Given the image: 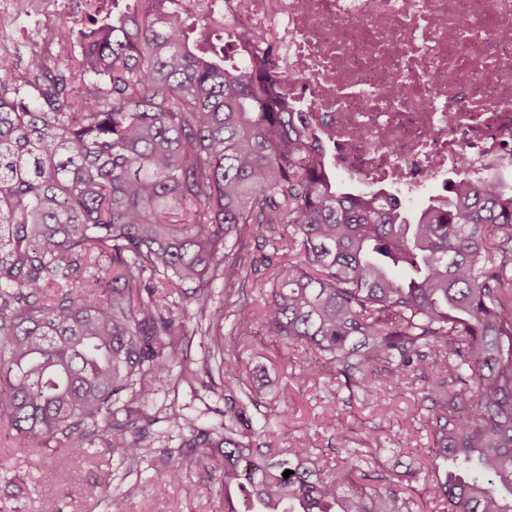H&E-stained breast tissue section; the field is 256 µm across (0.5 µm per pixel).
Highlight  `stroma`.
<instances>
[{"label": "stroma", "instance_id": "1", "mask_svg": "<svg viewBox=\"0 0 512 512\" xmlns=\"http://www.w3.org/2000/svg\"><path fill=\"white\" fill-rule=\"evenodd\" d=\"M80 19V14L73 12L43 15L38 28L15 33L11 51L0 52V66L21 72L36 51L49 66L62 63L65 51L57 46L54 30ZM251 328L254 335L249 343L224 361L225 385L234 388L240 381L252 379L266 385L276 407L287 409L293 430L310 434L314 447L324 455L335 456L340 429L356 427L400 446V453L381 460L387 474L401 475L425 465L429 442L423 420H416L413 434L400 433L402 419L413 413L423 396L424 381L405 378L370 403L349 400L347 390L334 383L327 387L291 384L283 371L285 360L292 357L309 365L310 350L301 345L283 347L260 320H253ZM172 402L202 424L215 421L217 409L224 406L223 399L201 386L185 385L175 391L167 380H157L147 406L148 412L159 418L153 427L155 450L131 462L113 453L107 437L101 435L68 469H58L52 453L45 450L33 455L29 467L18 473L10 467L14 455L10 441L0 442V512H109V496L131 484L138 485L140 492L131 501L129 512H220L223 463L216 457L202 467L177 469V459L185 454L184 432L160 417L165 405ZM46 484L53 485L54 497L40 495V487Z\"/></svg>", "mask_w": 512, "mask_h": 512}]
</instances>
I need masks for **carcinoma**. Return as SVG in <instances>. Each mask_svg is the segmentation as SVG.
Instances as JSON below:
<instances>
[{
    "label": "carcinoma",
    "mask_w": 512,
    "mask_h": 512,
    "mask_svg": "<svg viewBox=\"0 0 512 512\" xmlns=\"http://www.w3.org/2000/svg\"><path fill=\"white\" fill-rule=\"evenodd\" d=\"M161 2L60 25L89 41L61 69L32 56L21 84L0 70V432L15 465L47 449L65 470L99 435L124 460L152 452L145 406L167 377L224 398L217 423L166 416L203 450L178 466L223 458L224 512H421L403 481L374 484L396 452L379 436L341 432L332 462L286 410L254 425L256 392L224 384V357L252 338L224 321L247 305L235 283L259 272L242 255L255 242L282 262L254 317L322 361L290 377L329 371L367 402L422 379L428 495L512 512V185L462 177L413 213L348 189L288 108L271 29L229 66ZM197 335L199 367L181 350Z\"/></svg>",
    "instance_id": "1"
}]
</instances>
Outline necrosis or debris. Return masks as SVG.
<instances>
[{"instance_id":"4bbe7bcc","label":"necrosis or debris","mask_w":512,"mask_h":512,"mask_svg":"<svg viewBox=\"0 0 512 512\" xmlns=\"http://www.w3.org/2000/svg\"><path fill=\"white\" fill-rule=\"evenodd\" d=\"M274 4L282 87L334 171L407 201L512 176V0H250L239 46Z\"/></svg>"}]
</instances>
